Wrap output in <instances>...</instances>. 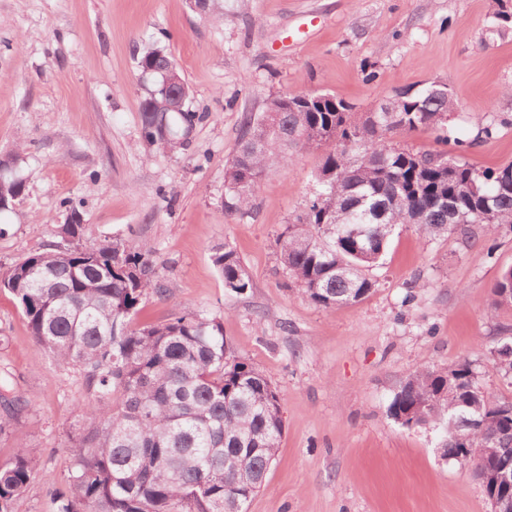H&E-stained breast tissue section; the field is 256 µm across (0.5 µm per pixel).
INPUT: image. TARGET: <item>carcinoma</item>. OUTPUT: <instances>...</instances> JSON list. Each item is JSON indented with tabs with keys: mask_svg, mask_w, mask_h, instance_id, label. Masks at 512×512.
Instances as JSON below:
<instances>
[{
	"mask_svg": "<svg viewBox=\"0 0 512 512\" xmlns=\"http://www.w3.org/2000/svg\"><path fill=\"white\" fill-rule=\"evenodd\" d=\"M139 63L153 69L141 106L143 137L156 118L172 134L167 149L184 146L203 119L192 109L189 86L182 111L157 105L162 72L175 60L148 46ZM457 109L450 91L425 84L404 98L397 132L443 130L439 116ZM265 119L263 111L244 123L224 171V208L244 211L265 172L293 152L332 145L304 210L277 237L281 265L319 307L353 304L371 292L368 272L381 264L398 227L467 238L474 224L492 231L512 224V163L480 168L446 151L391 145L364 114L330 94L310 108L276 113L273 128ZM495 132L492 124L481 126L456 146L465 152ZM484 195L494 204L487 219ZM448 197L459 213L455 224L448 223V207L437 205ZM382 201L390 208L379 218L372 208ZM85 232L83 224H61L60 240L0 268V290L19 303L33 343L77 373L91 394L82 405L88 427L71 438L73 466L51 491L54 512H224L226 499L247 512L279 451V393L231 356L223 324L204 312L137 324L144 296L165 293L150 251L127 238L88 246ZM212 262L227 293L251 288L234 249L216 250ZM491 295L496 306L512 307V267L502 270ZM27 406L0 374V436ZM389 413L407 428L444 423V454L453 458L466 448L463 463L485 462L486 448L500 461L512 459V400L480 388L467 361L419 368L394 394ZM38 465L35 448L0 462V512H12Z\"/></svg>",
	"mask_w": 512,
	"mask_h": 512,
	"instance_id": "cac0c4a2",
	"label": "carcinoma"
}]
</instances>
